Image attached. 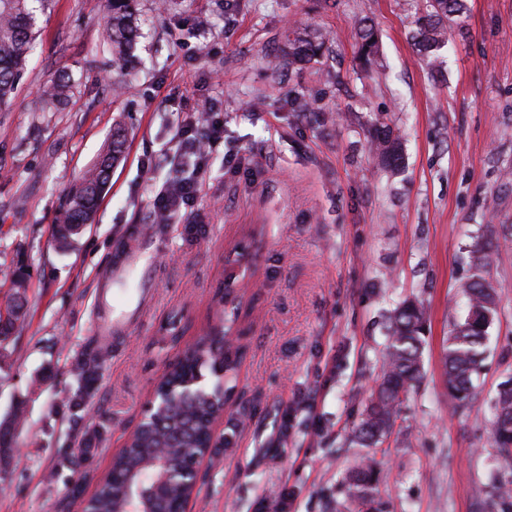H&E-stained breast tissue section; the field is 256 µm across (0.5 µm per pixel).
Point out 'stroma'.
Here are the masks:
<instances>
[{
    "instance_id": "stroma-1",
    "label": "stroma",
    "mask_w": 512,
    "mask_h": 512,
    "mask_svg": "<svg viewBox=\"0 0 512 512\" xmlns=\"http://www.w3.org/2000/svg\"><path fill=\"white\" fill-rule=\"evenodd\" d=\"M424 0H137L141 37L132 87L104 34L106 0H51L15 96L0 110V304L18 269L25 314L0 347V420L22 409L0 476V512H83L137 425L168 363L231 325L241 357L220 446L199 468L187 512H358L346 481L378 463L386 512H483L497 470L494 399L512 378V0H468L465 33L449 29L435 63L411 39ZM375 26L371 71L357 64L361 21ZM325 36L319 61L289 64L295 33ZM73 79L64 109L44 87ZM317 99L327 124L290 112ZM224 123L194 238L154 220L171 175L175 133L198 101ZM402 134L404 166L384 170L368 131ZM128 148L94 221L53 237L68 190L106 153L114 127ZM494 233L487 271L497 315L487 330L476 398L451 402L446 339L466 315L469 251ZM244 260L251 286L236 305L224 283ZM407 298L427 309L423 379L383 444L352 441L380 377L389 317ZM116 323L109 337L95 324ZM103 344L86 408L70 426L69 364ZM85 453L80 493L56 475Z\"/></svg>"
}]
</instances>
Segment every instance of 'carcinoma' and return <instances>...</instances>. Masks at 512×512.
I'll use <instances>...</instances> for the list:
<instances>
[{"label": "carcinoma", "mask_w": 512, "mask_h": 512, "mask_svg": "<svg viewBox=\"0 0 512 512\" xmlns=\"http://www.w3.org/2000/svg\"><path fill=\"white\" fill-rule=\"evenodd\" d=\"M48 6V0H0V106L8 105L13 98L20 72L26 64L35 38L37 12ZM467 11L466 0H426L425 9L416 16L413 34L414 44L429 62L447 43L448 28L456 26L464 30L463 18ZM105 34L112 54L121 62L126 74L131 50L139 35L138 13L135 0H108ZM358 60L360 65L372 64L378 49V37L373 27L363 25L360 29ZM323 49L321 35L304 34L288 46V63L302 65L318 56ZM73 94V84L60 74L48 86L42 101L49 107H59L68 102ZM293 112L313 114L323 121V109L315 102L295 95L288 100ZM370 150L379 158L383 167L391 172L400 170L403 164L401 136L392 126L379 123L369 133ZM126 134L118 127L112 132V141L105 155L92 167L86 169L79 185L67 199L64 212L66 228H57L56 233L80 234L81 225L92 223L98 201L103 196L112 168L125 152ZM498 240L493 236L481 239L473 251V273L464 287L468 301L466 317L456 323L448 336L444 352V370L448 394L456 404L462 405L475 396L474 378L483 367L486 331L475 330L472 320H493L497 312L496 289L486 278V268L492 255L498 250ZM426 311L415 300H406L394 311L388 343L381 366V383L371 394L364 417L355 432L356 441L364 447L377 444L392 428L398 406L418 383L422 373V357L425 344ZM237 359L209 351L202 357L190 356L180 363L165 386L181 388L186 381L207 368L214 373L234 370ZM101 365L99 352L86 354L71 365L70 373L76 386L67 402L73 415L74 425L84 419L85 400L90 385L94 384ZM224 391L214 385L193 403L177 406L170 413L147 423L146 428L136 434L129 447L114 460V466L137 476H146L142 484L147 486L154 479L153 472L143 466L155 444L154 435L159 429L178 432L182 440L167 448L170 462L177 467L188 466L196 457L210 451L208 423L220 410ZM492 439L500 454L512 460V379L501 384L494 402L491 419ZM377 462L365 457L348 474V484L363 508V512H385L384 503L375 495L374 485ZM191 494V489L172 484L167 490L166 508L179 507ZM132 506L122 486L110 481L98 484L95 494L87 505L89 512H126Z\"/></svg>", "instance_id": "cac0c4a2"}]
</instances>
